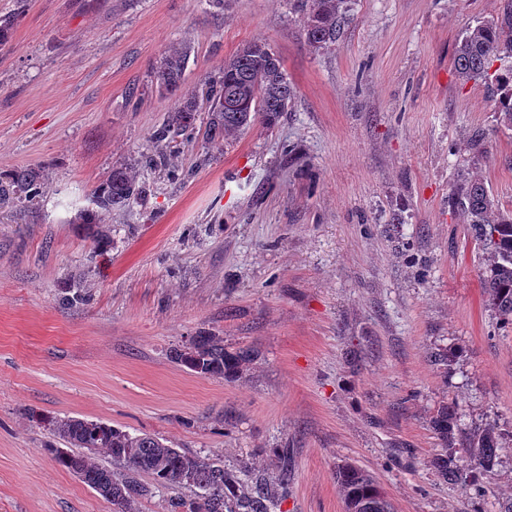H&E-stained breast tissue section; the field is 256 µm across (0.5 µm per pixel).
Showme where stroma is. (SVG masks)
I'll list each match as a JSON object with an SVG mask.
<instances>
[{
    "mask_svg": "<svg viewBox=\"0 0 512 512\" xmlns=\"http://www.w3.org/2000/svg\"><path fill=\"white\" fill-rule=\"evenodd\" d=\"M512 0H354L334 49L304 41L291 0H27L0 51V171L42 169L32 213L0 209V512H112L60 467L29 410L101 420L274 477L281 512H343L336 468L369 472L393 512L512 503V326L481 287L487 256L448 206L457 173L512 210V130L454 48ZM252 41L280 58L290 111L227 140L178 137L171 181L73 223L133 167L183 96ZM190 56L179 93L155 68ZM483 134L481 147L473 138ZM111 237L95 253L96 234ZM86 297L66 302L70 286ZM206 332L256 358L232 380L170 352ZM452 352L448 367L432 354ZM502 434L494 470L448 483L430 461L442 402Z\"/></svg>",
    "mask_w": 512,
    "mask_h": 512,
    "instance_id": "obj_1",
    "label": "stroma"
}]
</instances>
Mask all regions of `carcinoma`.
<instances>
[{
  "mask_svg": "<svg viewBox=\"0 0 512 512\" xmlns=\"http://www.w3.org/2000/svg\"><path fill=\"white\" fill-rule=\"evenodd\" d=\"M302 15V32L314 49L336 46L352 23V0H295ZM188 48L172 47L156 71L157 83L167 93L177 91L183 81ZM455 67L464 80L492 78L496 97L497 125L512 128V22L495 19L466 29L455 47ZM499 67L489 73L490 64ZM230 95L240 96L242 107L224 109ZM296 92L288 82L278 57L263 43L244 45L224 61L219 75L205 82L206 125L209 139H229L259 121L270 125L291 109ZM201 107L199 97L183 99L175 111L152 133L159 147L150 159L151 169L165 168L170 179L166 149L173 137L196 127ZM47 190L39 169L13 170L0 174V205H21L32 210ZM145 185L128 167L112 170L91 193L90 206L77 211L75 224H99L102 215L129 208L141 199ZM448 206L470 226L475 243L488 254L482 288L488 306L502 323L512 325V211L495 204L490 188L468 173L457 175L448 196ZM172 358L201 376H238L254 360L248 349L235 352L224 348V339L211 334L194 337L189 346L172 351ZM29 418L45 425L58 439L48 445L56 462L82 476V482L113 506V512H139V504L161 490H174L168 512H276L288 492L291 471L283 461L272 483L254 478L247 463L236 471L224 468L219 455L172 448L150 434L130 433L106 422L91 423L79 417H50L32 412ZM431 428L442 441L441 453L432 461L438 473L450 482L476 480L492 472L498 462L501 433L488 424L464 433L452 402L439 405L430 419ZM109 457L100 464L95 455ZM336 483L345 512H392L376 481L362 468L345 463L336 469Z\"/></svg>",
  "mask_w": 512,
  "mask_h": 512,
  "instance_id": "1",
  "label": "carcinoma"
}]
</instances>
